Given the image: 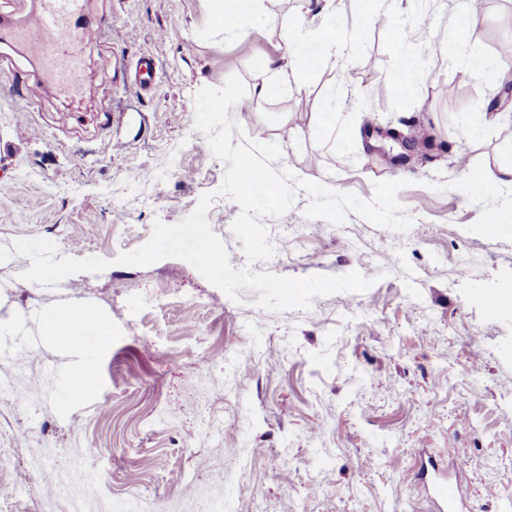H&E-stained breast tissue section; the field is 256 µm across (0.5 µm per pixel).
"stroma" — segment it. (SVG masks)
Segmentation results:
<instances>
[{
  "label": "stroma",
  "mask_w": 512,
  "mask_h": 512,
  "mask_svg": "<svg viewBox=\"0 0 512 512\" xmlns=\"http://www.w3.org/2000/svg\"><path fill=\"white\" fill-rule=\"evenodd\" d=\"M461 2L392 0L373 12L339 0L337 27L361 30L348 53L312 63L306 87L289 69L279 96L230 110L234 142L280 146L273 169L365 200L374 182H408L404 232L354 213L340 225L306 218L302 190L264 218L276 254L254 271L374 281L281 313L255 307L252 290L231 301L179 259H114L221 185L225 165L198 147L194 95L233 74L252 86L281 60L289 25L322 23L306 0H262L264 19L242 39L225 35L210 0H88L99 42L69 98L27 46L0 43V246L40 237L60 255L111 262L53 288L19 279L29 258L0 263V381H50L0 404V512H38L48 484L21 462L47 444L50 472L94 451L98 473L79 493L114 512H428L426 454L466 474L469 512H512V184L489 193L469 178L512 162V111L490 109L512 89V14L488 0L470 23ZM403 24L430 55L408 87L394 45ZM450 46L484 68L449 62ZM144 54L158 63L148 89L132 72ZM350 68L357 78L341 81ZM337 87L335 125L311 133ZM415 122L434 149L377 165L364 126L405 133ZM239 212L219 198L207 214L236 268ZM491 215L492 233L480 226ZM75 308L107 330L85 328L70 347L45 335V312ZM89 360L96 378L73 387Z\"/></svg>",
  "instance_id": "stroma-1"
}]
</instances>
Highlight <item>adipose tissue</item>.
<instances>
[{
  "label": "adipose tissue",
  "instance_id": "1",
  "mask_svg": "<svg viewBox=\"0 0 512 512\" xmlns=\"http://www.w3.org/2000/svg\"><path fill=\"white\" fill-rule=\"evenodd\" d=\"M258 0H217L216 10L227 33L243 37L258 20ZM285 64L296 71L297 83H305L308 71L305 57L309 47H316L321 60L327 61L343 52L347 39L334 24L309 30L303 24L290 26L287 33Z\"/></svg>",
  "mask_w": 512,
  "mask_h": 512
}]
</instances>
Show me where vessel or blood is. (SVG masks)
<instances>
[{
    "label": "vessel or blood",
    "instance_id": "1",
    "mask_svg": "<svg viewBox=\"0 0 512 512\" xmlns=\"http://www.w3.org/2000/svg\"><path fill=\"white\" fill-rule=\"evenodd\" d=\"M86 0H39L35 15L18 27L0 30V38L25 43L40 61L57 92L71 95L83 79L84 59L91 48V25L83 21ZM431 491L437 512H464L458 481L433 476Z\"/></svg>",
    "mask_w": 512,
    "mask_h": 512
}]
</instances>
